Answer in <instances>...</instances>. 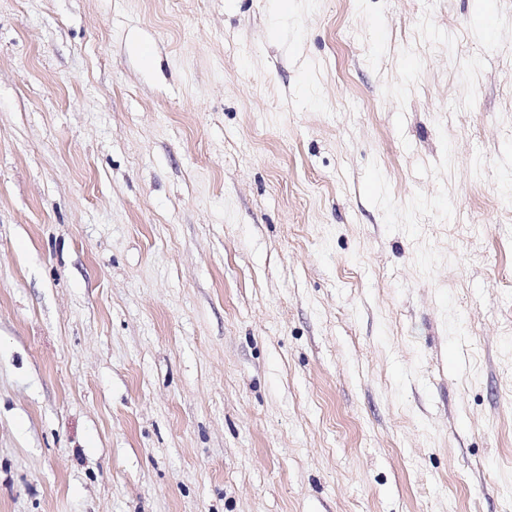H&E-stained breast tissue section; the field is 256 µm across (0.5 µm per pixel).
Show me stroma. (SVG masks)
<instances>
[{"label":"stroma","mask_w":512,"mask_h":512,"mask_svg":"<svg viewBox=\"0 0 512 512\" xmlns=\"http://www.w3.org/2000/svg\"><path fill=\"white\" fill-rule=\"evenodd\" d=\"M0 512H512V0H0Z\"/></svg>","instance_id":"1"}]
</instances>
